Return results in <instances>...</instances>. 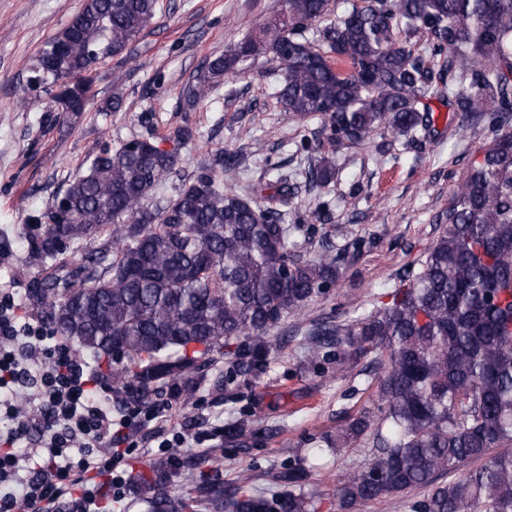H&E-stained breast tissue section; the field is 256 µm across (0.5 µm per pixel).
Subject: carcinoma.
Returning <instances> with one entry per match:
<instances>
[{
	"instance_id": "cac0c4a2",
	"label": "carcinoma",
	"mask_w": 512,
	"mask_h": 512,
	"mask_svg": "<svg viewBox=\"0 0 512 512\" xmlns=\"http://www.w3.org/2000/svg\"><path fill=\"white\" fill-rule=\"evenodd\" d=\"M330 2L285 0L280 15L205 59L182 94L191 110L272 55L277 103L322 123L317 165L226 186L231 155H215L153 206L197 130L176 128L169 150L152 137L105 143L19 232L38 268L29 300L70 348L112 372L118 410L167 391L190 404L200 373L221 358L225 383L259 379L277 351L274 330L293 318L303 367L340 378L380 371L372 405L316 441V458L366 454L340 481V507L416 492L411 512H512V0H351L336 18ZM156 12L157 0H82L31 64L28 88L49 95L51 112L85 111L98 65L124 57ZM419 32L440 69L409 44ZM433 89L490 141L453 189L421 270L400 275L387 302L306 317L341 279L343 258L324 237L308 258L291 247L294 234L316 233L291 207L298 178L321 194L336 145L430 131L421 99ZM257 424L242 413L224 437L245 445ZM274 479L280 490L267 495L249 476L226 484L199 462L184 473L172 456L135 484L149 493L144 512H319L322 492L302 470Z\"/></svg>"
}]
</instances>
